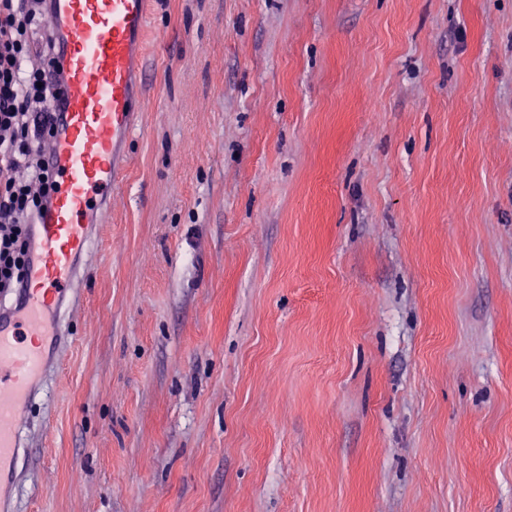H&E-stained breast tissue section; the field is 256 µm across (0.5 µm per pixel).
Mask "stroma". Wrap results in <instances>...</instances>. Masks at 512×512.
<instances>
[{
	"label": "stroma",
	"instance_id": "obj_1",
	"mask_svg": "<svg viewBox=\"0 0 512 512\" xmlns=\"http://www.w3.org/2000/svg\"><path fill=\"white\" fill-rule=\"evenodd\" d=\"M18 512H512V0H152Z\"/></svg>",
	"mask_w": 512,
	"mask_h": 512
}]
</instances>
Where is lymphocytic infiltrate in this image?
I'll return each instance as SVG.
<instances>
[{
  "instance_id": "obj_1",
  "label": "lymphocytic infiltrate",
  "mask_w": 512,
  "mask_h": 512,
  "mask_svg": "<svg viewBox=\"0 0 512 512\" xmlns=\"http://www.w3.org/2000/svg\"><path fill=\"white\" fill-rule=\"evenodd\" d=\"M46 29L45 0H0V293L24 281L28 227L55 189L40 148L54 131L58 81ZM35 53L44 65L27 68Z\"/></svg>"
}]
</instances>
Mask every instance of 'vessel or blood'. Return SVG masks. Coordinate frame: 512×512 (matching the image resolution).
Listing matches in <instances>:
<instances>
[{
    "label": "vessel or blood",
    "instance_id": "obj_1",
    "mask_svg": "<svg viewBox=\"0 0 512 512\" xmlns=\"http://www.w3.org/2000/svg\"><path fill=\"white\" fill-rule=\"evenodd\" d=\"M151 0H49L63 81L46 153L57 183L29 237L24 288L0 308V486L18 484L29 403L70 334L65 316L122 178L118 149L141 106Z\"/></svg>",
    "mask_w": 512,
    "mask_h": 512
}]
</instances>
